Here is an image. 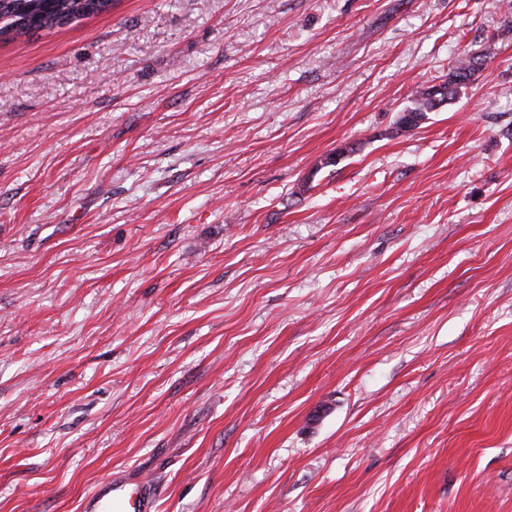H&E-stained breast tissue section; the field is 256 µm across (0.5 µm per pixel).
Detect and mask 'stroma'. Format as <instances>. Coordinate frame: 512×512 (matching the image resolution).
<instances>
[{
  "label": "stroma",
  "mask_w": 512,
  "mask_h": 512,
  "mask_svg": "<svg viewBox=\"0 0 512 512\" xmlns=\"http://www.w3.org/2000/svg\"><path fill=\"white\" fill-rule=\"evenodd\" d=\"M117 469L158 512H512L506 0H114L0 40V512ZM486 52L481 54H465L449 68L448 78L439 83L416 90L412 94V106L404 109L396 125L399 130L416 127L426 118L427 112H436L444 107L463 87L474 80V76L482 67Z\"/></svg>",
  "instance_id": "stroma-1"
}]
</instances>
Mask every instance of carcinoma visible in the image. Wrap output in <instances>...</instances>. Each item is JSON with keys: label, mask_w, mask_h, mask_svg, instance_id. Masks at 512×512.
Instances as JSON below:
<instances>
[{"label": "carcinoma", "mask_w": 512, "mask_h": 512, "mask_svg": "<svg viewBox=\"0 0 512 512\" xmlns=\"http://www.w3.org/2000/svg\"><path fill=\"white\" fill-rule=\"evenodd\" d=\"M87 0H0V33L15 36L25 34L24 26L33 19L45 29L60 26L58 19L71 17L80 20L89 16ZM487 53L466 54L449 68L448 77L438 83L416 90L412 94V106L404 109L396 125L400 130L417 126L427 113L444 107L463 87L474 80L482 67Z\"/></svg>", "instance_id": "carcinoma-1"}]
</instances>
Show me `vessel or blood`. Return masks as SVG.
I'll use <instances>...</instances> for the list:
<instances>
[{"label": "vessel or blood", "instance_id": "b4317fda", "mask_svg": "<svg viewBox=\"0 0 512 512\" xmlns=\"http://www.w3.org/2000/svg\"><path fill=\"white\" fill-rule=\"evenodd\" d=\"M160 491L138 472L112 474L80 503V512H157Z\"/></svg>", "mask_w": 512, "mask_h": 512}]
</instances>
